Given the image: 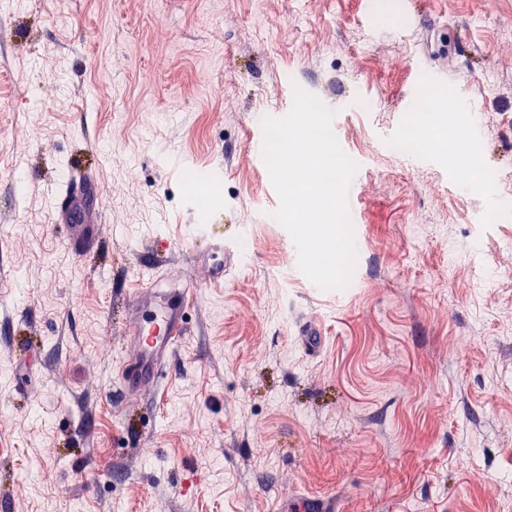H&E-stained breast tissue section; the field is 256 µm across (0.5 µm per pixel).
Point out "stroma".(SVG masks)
Returning <instances> with one entry per match:
<instances>
[{
    "label": "stroma",
    "instance_id": "35a3bbf8",
    "mask_svg": "<svg viewBox=\"0 0 512 512\" xmlns=\"http://www.w3.org/2000/svg\"><path fill=\"white\" fill-rule=\"evenodd\" d=\"M14 0L0 7V496L13 512H506L512 503V0ZM433 99L472 102L481 138L432 113L439 158L372 150ZM339 109L363 156L351 283L298 268L255 162V115L295 88ZM135 179L124 175L127 165ZM204 174L214 194L186 185ZM81 188L75 214L61 209ZM164 386L120 390L138 287L200 281ZM252 234L249 252L239 243ZM320 324L323 348L298 335ZM442 79L443 75L439 69L422 63L415 65L411 70V77L402 95L406 102L407 110L418 112L427 97V89L430 86L439 84ZM207 252L211 256V276L209 283L213 286L224 285V263L218 257L224 256V239L211 238ZM294 506L295 507H288V504H285L278 511L288 512V510H295V512H337L336 500L330 498L326 499L307 496L294 503Z\"/></svg>",
    "mask_w": 512,
    "mask_h": 512
}]
</instances>
